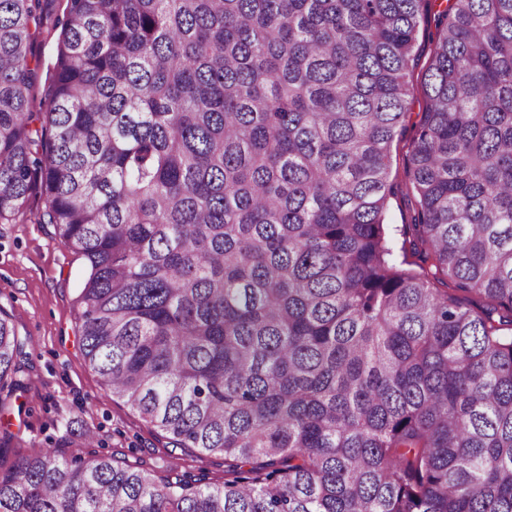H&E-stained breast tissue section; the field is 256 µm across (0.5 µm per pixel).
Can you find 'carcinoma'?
Segmentation results:
<instances>
[{
    "mask_svg": "<svg viewBox=\"0 0 512 512\" xmlns=\"http://www.w3.org/2000/svg\"><path fill=\"white\" fill-rule=\"evenodd\" d=\"M46 2L0 0V220L84 259L86 364L228 478L52 448L0 512H512V0L438 13L414 268L386 210L430 0ZM24 346L0 309V411ZM37 54L39 57L38 80L35 87L36 101L33 112H40V101L44 96V89L47 85L50 69L52 68L55 54V42L53 39H46L43 35L37 38Z\"/></svg>",
    "mask_w": 512,
    "mask_h": 512,
    "instance_id": "cac0c4a2",
    "label": "carcinoma"
}]
</instances>
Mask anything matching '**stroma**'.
I'll return each mask as SVG.
<instances>
[{
    "instance_id": "1",
    "label": "stroma",
    "mask_w": 512,
    "mask_h": 512,
    "mask_svg": "<svg viewBox=\"0 0 512 512\" xmlns=\"http://www.w3.org/2000/svg\"><path fill=\"white\" fill-rule=\"evenodd\" d=\"M435 32L434 18L422 22L417 61L408 77L414 96L405 118L407 132L391 148L395 192L388 200L386 222L394 228L411 217L405 195L408 131L425 107L423 83ZM84 277L81 257L55 235L52 225L0 221V308L27 341L15 375L21 388L8 411L0 413V466L61 448L71 457L137 462L161 475L173 466L205 482L223 483V457L200 460L190 450L173 449L167 437L113 398L86 365L78 343L77 304ZM88 433L94 444L85 443Z\"/></svg>"
}]
</instances>
